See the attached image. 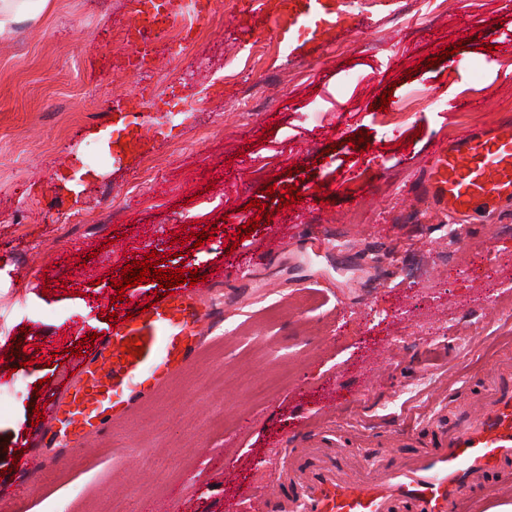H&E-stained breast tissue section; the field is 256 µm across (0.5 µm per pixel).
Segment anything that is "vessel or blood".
<instances>
[{"instance_id":"vessel-or-blood-1","label":"vessel or blood","mask_w":512,"mask_h":512,"mask_svg":"<svg viewBox=\"0 0 512 512\" xmlns=\"http://www.w3.org/2000/svg\"><path fill=\"white\" fill-rule=\"evenodd\" d=\"M289 31H306L311 41L361 27L351 0H290ZM425 179L439 209L456 218L481 211L512 210V118L495 127L474 128L430 152ZM317 194L307 191L282 223L269 229L262 245L275 250L282 233L322 236L320 226L305 221ZM129 319L107 327L98 349L84 361L81 374L67 387L45 430L54 452L46 466L61 465L69 448L85 445L144 406L180 369L190 365L202 346L206 327L219 315L205 303L201 285H182L149 311L128 308ZM142 354H133V347ZM311 462L289 458L299 474L298 494L274 498L253 492L249 512H466L476 482L485 475L512 474V364L498 366L483 400L469 409L430 451L410 460L374 466L353 477L340 459L315 442Z\"/></svg>"}]
</instances>
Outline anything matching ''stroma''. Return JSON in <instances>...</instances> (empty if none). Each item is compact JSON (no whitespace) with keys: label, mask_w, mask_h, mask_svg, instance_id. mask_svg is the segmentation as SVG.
Masks as SVG:
<instances>
[{"label":"stroma","mask_w":512,"mask_h":512,"mask_svg":"<svg viewBox=\"0 0 512 512\" xmlns=\"http://www.w3.org/2000/svg\"><path fill=\"white\" fill-rule=\"evenodd\" d=\"M50 2L0 42V512H228L247 488H288L274 460L314 435L362 433L368 464L413 455L384 445L401 421L432 446L433 410L474 402L512 357V220L472 215L474 234L448 246L423 187L435 141L512 114V0H363L366 25L304 59L277 25L288 0H266L258 30L252 0H206L197 45L162 71L129 66L112 40L140 0ZM359 131L369 150L349 146ZM269 184L321 185L308 221L347 249L288 238L250 263L269 227L239 236L250 201L284 217ZM153 252L204 275L223 323L152 402L38 465L32 410L94 352L113 269Z\"/></svg>","instance_id":"35a3bbf8"}]
</instances>
